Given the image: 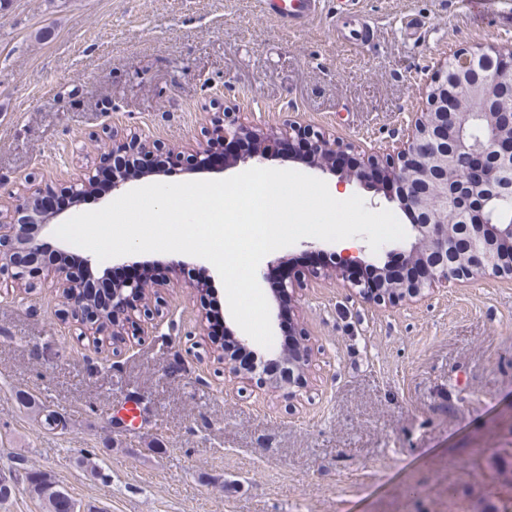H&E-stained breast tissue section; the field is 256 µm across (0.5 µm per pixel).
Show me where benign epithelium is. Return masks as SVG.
Segmentation results:
<instances>
[{
    "instance_id": "benign-epithelium-1",
    "label": "benign epithelium",
    "mask_w": 512,
    "mask_h": 512,
    "mask_svg": "<svg viewBox=\"0 0 512 512\" xmlns=\"http://www.w3.org/2000/svg\"><path fill=\"white\" fill-rule=\"evenodd\" d=\"M499 64H480L484 51L455 52V65H441L422 90L426 109L415 113L409 132L394 141L382 156L361 155L368 165L382 167L399 188L400 208L409 207L419 214L411 225L412 241L400 246L407 255L424 258L428 274L421 281L395 280L380 291L364 288L349 277L350 269L364 263L358 256H338L337 262L322 274L342 281L358 290L364 300L377 305H395L416 297L424 290L448 287L452 280L472 278L488 269L512 275V181L505 175L512 171V87L505 80L512 78V47L496 50ZM482 96L484 111L469 110L474 93ZM115 150L133 158L149 153L178 166L181 153L159 142L131 138L124 140L110 132ZM206 145L196 149L191 164L196 170H212L209 145L220 140L250 141L244 154L224 157L222 167L229 169L240 163L263 164L274 152L267 143L284 138L309 140L316 155L308 161L310 168L338 174L336 155L353 153L350 144L338 142L330 133L290 123L285 128L261 130L228 115L212 122L205 130ZM168 174L165 167L139 169L131 166L112 176V194L121 195L134 181ZM453 210L456 223H448L445 212ZM59 214L44 209L36 197L18 200L0 224V275L15 280L26 277L38 265L37 240L30 230L43 232ZM60 288L59 301L65 308L81 314L86 323L102 331L101 312L78 290V282L63 270L49 268ZM167 281L145 282L127 279L116 282L112 289V321L118 324L116 334L124 331L129 321L124 299L129 293L145 298L150 288H162Z\"/></svg>"
}]
</instances>
